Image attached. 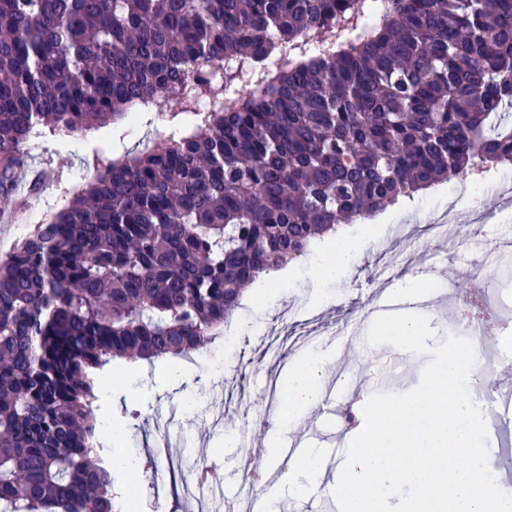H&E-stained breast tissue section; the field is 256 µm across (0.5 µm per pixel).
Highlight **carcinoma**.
I'll list each match as a JSON object with an SVG mask.
<instances>
[{
	"instance_id": "1",
	"label": "carcinoma",
	"mask_w": 512,
	"mask_h": 512,
	"mask_svg": "<svg viewBox=\"0 0 512 512\" xmlns=\"http://www.w3.org/2000/svg\"><path fill=\"white\" fill-rule=\"evenodd\" d=\"M0 0V194L41 127L211 110L112 162L0 261V512H139L100 463L115 359L212 344L261 276L512 164V0Z\"/></svg>"
}]
</instances>
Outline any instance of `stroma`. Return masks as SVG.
<instances>
[{"instance_id":"stroma-1","label":"stroma","mask_w":512,"mask_h":512,"mask_svg":"<svg viewBox=\"0 0 512 512\" xmlns=\"http://www.w3.org/2000/svg\"><path fill=\"white\" fill-rule=\"evenodd\" d=\"M180 109V102L170 98L138 127L114 125L108 149L84 134L69 140L45 131L33 138L28 189L0 195V258L83 189L93 174L95 156L119 158L148 139L167 135L174 124L170 115L186 122ZM509 188L512 167L437 183L431 191L377 212L372 221L347 225L346 235L364 243L349 279L311 277V264L328 248L327 241H318L301 263L281 269L280 287L265 280L249 286L226 335L206 351L142 361L114 379L96 413L102 429L123 433L112 464L115 492L139 490L142 512H197L177 492L169 473H160L152 484L133 485L148 454L166 441L181 458L182 474H189L201 457L223 470V486L206 490L202 504L222 512L237 506L239 458L225 454L224 434L236 432L240 445L263 458L261 423L273 408L272 385L287 365L313 348L332 354L341 366L339 382L327 385L321 405L305 420L314 447H321L325 438L334 440V459L322 461L323 478L331 480L348 448L345 412L361 411L374 391L378 365L391 352L390 346L372 347L366 341L376 308L390 289L415 280L439 293L456 287L464 270L473 267L499 288L502 303L512 302V250H494L497 243L512 241V209L500 206V194ZM460 200L493 215L490 223L466 225L462 246L428 226L434 213ZM491 252L496 262L475 266L476 258Z\"/></svg>"}]
</instances>
